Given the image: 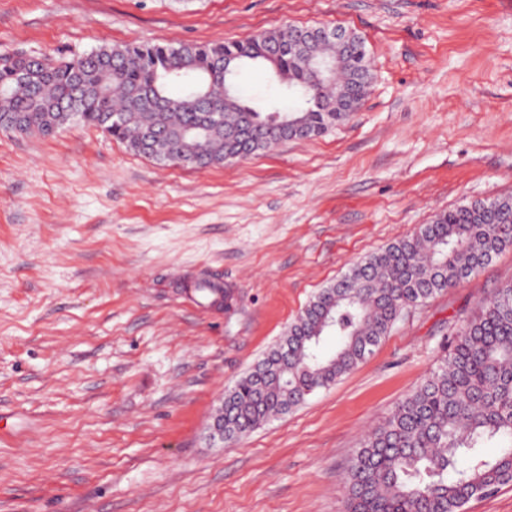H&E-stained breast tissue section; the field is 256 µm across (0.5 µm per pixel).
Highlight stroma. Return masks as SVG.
<instances>
[{"mask_svg":"<svg viewBox=\"0 0 512 512\" xmlns=\"http://www.w3.org/2000/svg\"><path fill=\"white\" fill-rule=\"evenodd\" d=\"M344 26L374 82L326 135L209 169L80 125L0 131V512H344L363 436L512 281L406 309L329 389L224 448V390L309 299L433 215L512 196V0H0V55ZM231 289L201 310L190 284Z\"/></svg>","mask_w":512,"mask_h":512,"instance_id":"stroma-1","label":"stroma"}]
</instances>
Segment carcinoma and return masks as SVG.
Here are the masks:
<instances>
[{
    "instance_id": "obj_1",
    "label": "carcinoma",
    "mask_w": 512,
    "mask_h": 512,
    "mask_svg": "<svg viewBox=\"0 0 512 512\" xmlns=\"http://www.w3.org/2000/svg\"><path fill=\"white\" fill-rule=\"evenodd\" d=\"M285 25L244 41L102 45L80 56H0V130L49 137L71 124L95 127L161 164L221 167L239 129L255 131L258 155L293 135L307 138L346 121L350 98L363 105L372 82L365 41L328 82L313 84V61L336 55L324 41L313 59L288 45ZM253 66L292 102L263 109L240 95L236 78ZM203 130L187 132L201 114ZM512 247V197L439 212L409 238L352 265L320 289L288 326V348L273 347L224 393L225 444L314 392L327 389L370 357L402 311L426 303ZM338 338L328 354L321 344ZM494 442L488 458L482 448ZM471 465L456 468L457 458ZM512 483V283L498 288L466 320L442 363L367 433L349 468L346 512H462L472 500Z\"/></svg>"
}]
</instances>
